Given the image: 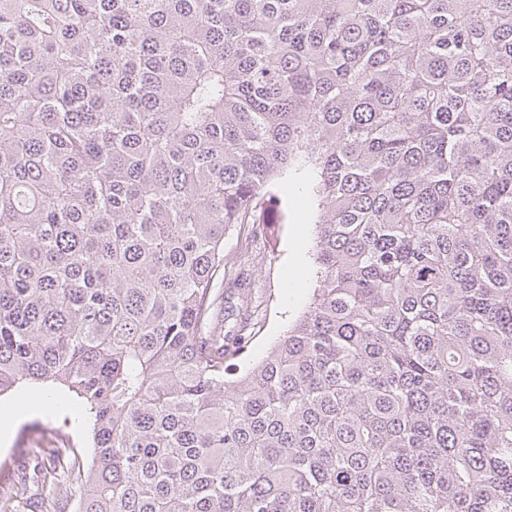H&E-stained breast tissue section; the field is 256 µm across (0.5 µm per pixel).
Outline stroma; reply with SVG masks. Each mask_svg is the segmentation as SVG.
I'll return each instance as SVG.
<instances>
[{"mask_svg":"<svg viewBox=\"0 0 512 512\" xmlns=\"http://www.w3.org/2000/svg\"><path fill=\"white\" fill-rule=\"evenodd\" d=\"M280 215L253 238L252 261L238 268L239 283L224 289V331L244 339L237 359L239 368L262 359L289 323L304 309L315 282L312 278L313 238L310 234V204L295 188L277 192L270 203ZM56 405H37L27 418L15 424L8 436H0V463L10 469V480L0 483V495L21 501L23 512H55L54 504L41 501L44 476L65 473L72 492H79L83 468L90 450L86 443L82 407L62 389L52 391ZM72 448L74 462L42 456L33 460L30 449Z\"/></svg>","mask_w":512,"mask_h":512,"instance_id":"1","label":"stroma"}]
</instances>
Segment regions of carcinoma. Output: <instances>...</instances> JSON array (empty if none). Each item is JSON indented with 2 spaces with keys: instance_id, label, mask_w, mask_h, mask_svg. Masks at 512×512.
<instances>
[{
  "instance_id": "obj_1",
  "label": "carcinoma",
  "mask_w": 512,
  "mask_h": 512,
  "mask_svg": "<svg viewBox=\"0 0 512 512\" xmlns=\"http://www.w3.org/2000/svg\"><path fill=\"white\" fill-rule=\"evenodd\" d=\"M285 181L316 287L240 373L224 238ZM23 381L88 414L74 512H512V0H0Z\"/></svg>"
}]
</instances>
